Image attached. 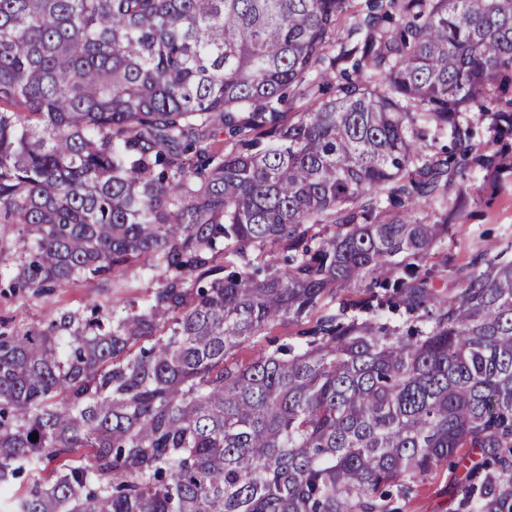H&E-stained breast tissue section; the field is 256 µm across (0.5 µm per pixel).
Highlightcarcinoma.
<instances>
[{
	"instance_id": "obj_1",
	"label": "carcinoma",
	"mask_w": 512,
	"mask_h": 512,
	"mask_svg": "<svg viewBox=\"0 0 512 512\" xmlns=\"http://www.w3.org/2000/svg\"><path fill=\"white\" fill-rule=\"evenodd\" d=\"M350 2L0 0V278L158 280L0 335L3 512H395L464 448L460 506L512 512V260L444 295L448 225L410 216L496 162L460 119L512 88V0H368L338 42Z\"/></svg>"
}]
</instances>
